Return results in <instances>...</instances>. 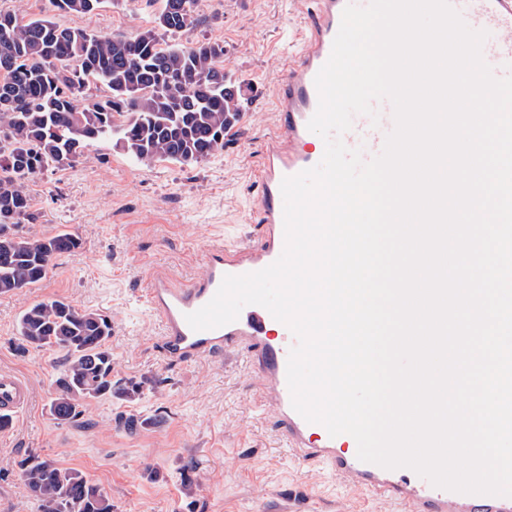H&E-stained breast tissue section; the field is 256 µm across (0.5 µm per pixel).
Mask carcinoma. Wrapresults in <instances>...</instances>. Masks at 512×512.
I'll return each mask as SVG.
<instances>
[{
  "label": "carcinoma",
  "mask_w": 512,
  "mask_h": 512,
  "mask_svg": "<svg viewBox=\"0 0 512 512\" xmlns=\"http://www.w3.org/2000/svg\"><path fill=\"white\" fill-rule=\"evenodd\" d=\"M105 0H51L66 13L89 14ZM196 0H162L151 25L130 38L59 26L48 16L0 11V295L45 279L54 259L81 246L68 232L36 237L28 182L45 167L68 166L99 140L151 165H194L224 149L239 122L243 86L230 91L224 44H167L195 22ZM100 85L107 94L92 90ZM17 331L32 349L63 354L49 413L74 421L93 402L131 398L139 385L112 387V322L63 298L38 301L19 315ZM21 476L41 512H113L112 497L86 474L31 455Z\"/></svg>",
  "instance_id": "carcinoma-1"
}]
</instances>
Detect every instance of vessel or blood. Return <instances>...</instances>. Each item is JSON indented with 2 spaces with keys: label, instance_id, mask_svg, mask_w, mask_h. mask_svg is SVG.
<instances>
[{
  "label": "vessel or blood",
  "instance_id": "b4317fda",
  "mask_svg": "<svg viewBox=\"0 0 512 512\" xmlns=\"http://www.w3.org/2000/svg\"><path fill=\"white\" fill-rule=\"evenodd\" d=\"M349 0H314L305 22L300 52L286 56L274 89L279 103L276 132L263 147L259 170L261 236L257 243L215 246L204 254L205 272L182 282L166 272H149L142 302L161 323L160 353L177 365L201 356L227 351H247L263 400L277 416L280 443L299 463L320 462L371 494L396 499L409 512H512V497L457 493L433 486L412 469H386L360 461L357 443L347 434L330 436L318 423L307 422L292 406L287 383V361L296 338L283 323L260 305L245 306L236 321L225 326L193 330L189 313L206 305L218 291L224 276L256 272L275 262L284 247V214L281 183L285 177L316 166L324 154L314 143L308 122L317 110L315 77L327 62L341 16ZM465 23L486 32L484 61L493 74H512V0H451ZM377 123L353 122L342 140L361 149L363 160L378 155L394 126L393 106L382 99L373 104ZM27 380L9 370L0 371V417L14 419L31 399Z\"/></svg>",
  "mask_w": 512,
  "mask_h": 512
}]
</instances>
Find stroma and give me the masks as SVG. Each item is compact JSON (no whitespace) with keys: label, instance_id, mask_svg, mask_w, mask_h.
<instances>
[{"label":"stroma","instance_id":"obj_1","mask_svg":"<svg viewBox=\"0 0 512 512\" xmlns=\"http://www.w3.org/2000/svg\"><path fill=\"white\" fill-rule=\"evenodd\" d=\"M160 5L105 0L78 15L54 10L51 0H0L2 11L49 14L111 37L149 26ZM311 9V0H197L186 40L223 43L224 70L248 96L234 134L205 162L148 167L100 141L80 162L29 181L39 214L31 232L67 230L81 246L58 257L42 282L0 296V369L32 387L16 428L0 436V512H38L19 469L33 454L85 473L111 496L114 512H405L322 464L292 461L275 437V417L254 395L245 355L167 364L159 324L140 302L151 269L190 280L204 273L212 245L258 238L256 169L277 118L273 82L283 49L299 48ZM53 297L111 319L112 381L139 383L137 395L91 403L69 424L52 419L62 357L23 348L17 321L27 305Z\"/></svg>","mask_w":512,"mask_h":512}]
</instances>
